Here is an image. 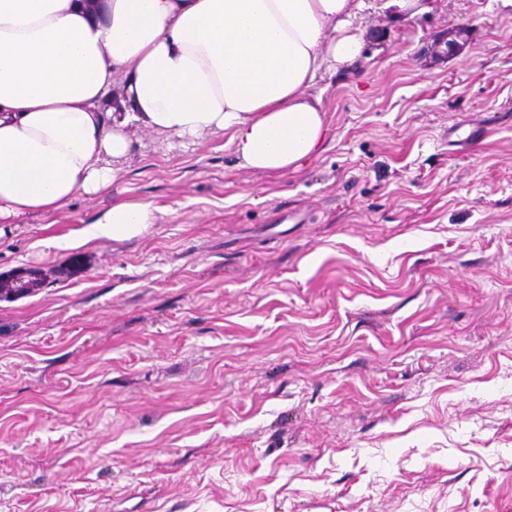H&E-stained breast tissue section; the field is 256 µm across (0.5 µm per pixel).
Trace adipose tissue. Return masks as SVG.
I'll return each mask as SVG.
<instances>
[{"label": "adipose tissue", "mask_w": 512, "mask_h": 512, "mask_svg": "<svg viewBox=\"0 0 512 512\" xmlns=\"http://www.w3.org/2000/svg\"><path fill=\"white\" fill-rule=\"evenodd\" d=\"M357 0H0V219L47 214L115 182L137 123L230 132L242 166L299 168L327 123L307 88L354 60ZM118 107L105 108L115 74ZM150 204L112 205L87 239L143 235Z\"/></svg>", "instance_id": "1"}]
</instances>
